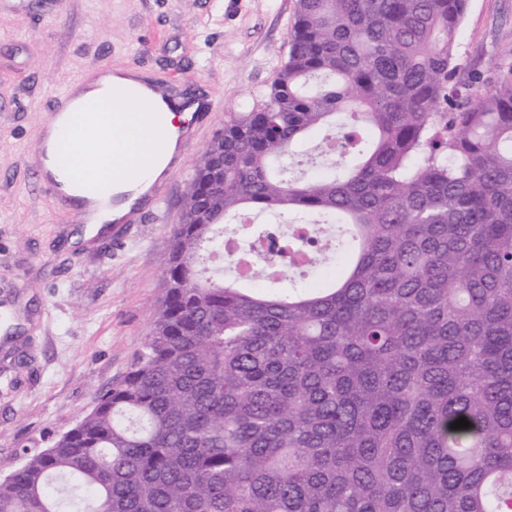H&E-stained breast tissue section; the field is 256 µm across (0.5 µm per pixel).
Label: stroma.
<instances>
[{
    "instance_id": "35a3bbf8",
    "label": "stroma",
    "mask_w": 512,
    "mask_h": 512,
    "mask_svg": "<svg viewBox=\"0 0 512 512\" xmlns=\"http://www.w3.org/2000/svg\"><path fill=\"white\" fill-rule=\"evenodd\" d=\"M297 0H0V476L73 427L127 372L161 300L194 171L230 114L262 105L288 58ZM512 53V0H469L457 56ZM214 108L156 183L165 207L80 246V212L39 189L31 152L56 99L99 68ZM121 247H114V238Z\"/></svg>"
}]
</instances>
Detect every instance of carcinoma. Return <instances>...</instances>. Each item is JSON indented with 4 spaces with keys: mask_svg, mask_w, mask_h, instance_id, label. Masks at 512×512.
<instances>
[{
    "mask_svg": "<svg viewBox=\"0 0 512 512\" xmlns=\"http://www.w3.org/2000/svg\"><path fill=\"white\" fill-rule=\"evenodd\" d=\"M467 3L297 0L267 101L192 180L143 350L22 449L0 512H512V61L464 70ZM316 131L337 172L277 174ZM258 211L344 225L325 287H277Z\"/></svg>",
    "mask_w": 512,
    "mask_h": 512,
    "instance_id": "cac0c4a2",
    "label": "carcinoma"
}]
</instances>
